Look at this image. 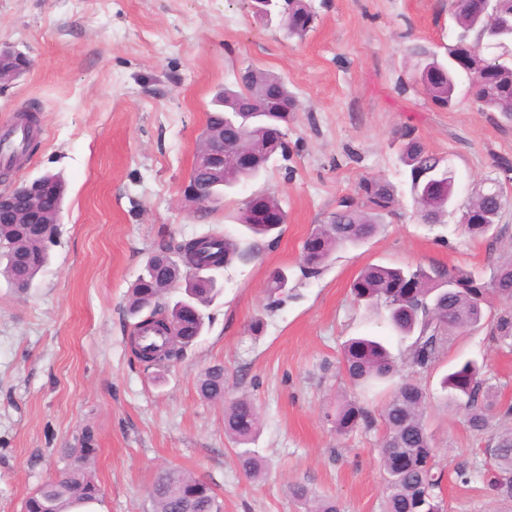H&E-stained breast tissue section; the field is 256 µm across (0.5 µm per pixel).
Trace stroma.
<instances>
[{
  "label": "stroma",
  "instance_id": "35a3bbf8",
  "mask_svg": "<svg viewBox=\"0 0 512 512\" xmlns=\"http://www.w3.org/2000/svg\"><path fill=\"white\" fill-rule=\"evenodd\" d=\"M447 2L307 0L315 21L297 40L246 0H0V48L31 61L0 83V129L27 110L39 121L36 151L0 191L46 173L67 188L50 261L32 288L22 293L0 278V512H22L86 428L105 512H152L148 491L169 468L210 481L222 512H304L289 495L296 483L344 512H383L382 426L340 436L329 419L337 399L356 394L341 349L360 335L386 338L401 376L428 394L444 512H512V500L475 475L491 466L492 437L512 429V347L492 340L486 323L455 334L434 366L415 370L404 362L408 340L350 292L368 264L486 276L512 258V181L498 168L512 161V117L466 98L438 107L414 78L409 48L440 52L448 43ZM249 66L285 79L300 104L288 154L200 218L183 193L200 134L214 95ZM408 125L455 171L458 203L500 182L494 231L474 238L455 217L418 221L400 161L398 132ZM366 178L393 186V214L365 244L303 277L304 240ZM256 191L288 212L276 243L218 274L211 321L182 361L140 362L126 307L151 252L207 232L245 238L237 218ZM280 269L292 295L271 310L266 284ZM465 358L486 362L497 401L481 435L440 386ZM216 364L224 397L211 401L197 380ZM242 394L261 414L256 477L224 433V402Z\"/></svg>",
  "mask_w": 512,
  "mask_h": 512
}]
</instances>
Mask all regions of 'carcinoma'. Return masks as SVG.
<instances>
[{"instance_id": "carcinoma-1", "label": "carcinoma", "mask_w": 512, "mask_h": 512, "mask_svg": "<svg viewBox=\"0 0 512 512\" xmlns=\"http://www.w3.org/2000/svg\"><path fill=\"white\" fill-rule=\"evenodd\" d=\"M480 0H450L449 10L456 20L451 41L456 49L441 56L423 46L410 48V54L420 60L419 83L431 101L449 108L458 98V80L467 79L465 96L482 112L512 115V0H498L497 15L474 27L469 18L478 10ZM291 14L303 19L288 26V36L303 38L314 22L305 0H288ZM504 29L503 45L490 57L484 55L490 40L488 30ZM245 82L235 89L226 88L217 102L224 109L208 113L206 128L217 137L226 133L230 123L244 119V112H273L283 125H288L284 108L296 105L287 83L279 76L251 68L243 74ZM403 141L401 160L408 168L410 194L416 214L431 224H443L448 208L455 207L456 190L453 177L442 157L429 151L413 135V129L400 133ZM245 144L255 154L256 175H261L268 155L288 154V143L279 146L268 143L262 124L252 123L245 132ZM56 191V204L46 212V220L54 222L62 208L65 194L63 180L45 174ZM191 179L206 191L227 196L240 184V172L232 157L224 161V184H218L208 171L193 168ZM358 199L343 197L338 201L327 223L318 225L313 233L321 238L319 249L302 252L300 270L303 276L315 275L340 247H358L372 238L381 226L383 216L396 204L391 185L381 179H365L358 185ZM503 209V195L494 187L477 192L465 205L470 215L465 231L485 236L497 224ZM239 223L246 229L250 242L216 233L182 241L171 240L155 250L148 266L165 260L166 254L185 258L195 253L196 242H207V250L199 262L207 263L218 255L224 264L233 260L247 261L260 252L270 231L257 226L248 205L241 208ZM49 234L45 227L0 223V276L9 284L34 281L49 261ZM413 275L418 282L417 294L410 302L402 301L394 284L404 275ZM288 274L274 272L267 284L268 307L279 306L288 297ZM185 282V298L203 313V320L184 324L181 321L182 299L160 302L173 288V283ZM218 289L203 279L189 274L182 265H166L139 279L132 288L128 313L135 317L150 300L148 329L163 337L161 346H144L137 352L143 362L168 367L180 362L188 348L201 335L210 321L207 309ZM351 294L359 303L379 306L397 335L409 338L406 362L420 370L432 367L452 334L483 324L487 312L500 304L492 319L495 339L512 345V259L495 265L489 278L475 275L462 268L423 267L393 268L376 264L365 265L351 284ZM342 363L348 378L356 385L369 387L390 380L397 373V360L385 342L376 337H357L342 348ZM447 401L464 411L468 428L477 434L487 431L494 417L495 401L485 378V365L476 359L456 364L441 381ZM200 394L209 400L224 397V367L213 365L205 369L198 382ZM427 393L410 381L401 382L390 399L377 413L358 401L345 399L336 404L331 415L336 433L347 435L359 429H371L382 423L383 437L380 465L386 474L384 512H443L440 498L443 472L436 461V448L425 424ZM260 417L254 403L239 397L224 403V432L239 442L252 440L259 432ZM485 453L493 461L491 482L498 494L512 499V431L496 435ZM92 453L72 461L58 480L42 484L26 500L28 512H69L79 505L97 501V482L89 468ZM291 497L308 512H342L341 504L332 498L311 499L308 488L296 484L289 488ZM153 512H174L181 504L182 512H220L213 488L199 478L179 470L158 474L151 495Z\"/></svg>"}]
</instances>
